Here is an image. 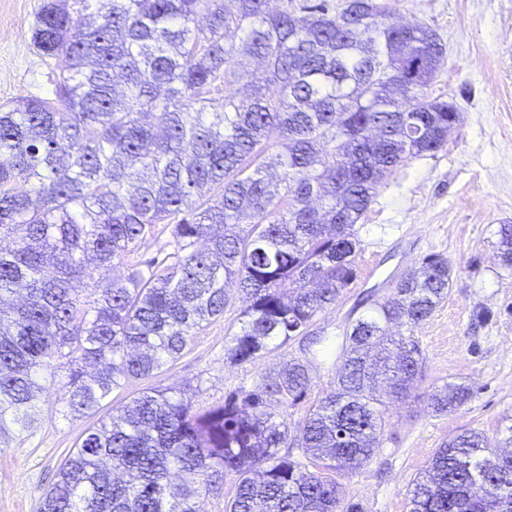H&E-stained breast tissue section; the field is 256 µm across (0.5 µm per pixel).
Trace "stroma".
I'll list each match as a JSON object with an SVG mask.
<instances>
[{
    "label": "stroma",
    "mask_w": 512,
    "mask_h": 512,
    "mask_svg": "<svg viewBox=\"0 0 512 512\" xmlns=\"http://www.w3.org/2000/svg\"><path fill=\"white\" fill-rule=\"evenodd\" d=\"M382 2L390 22L427 26L446 45L429 93L451 103L460 122L442 149L382 181L358 227L357 277L311 330L343 342L351 315L369 314L372 299L391 297L400 276L431 254L447 259L452 286L414 331L424 367L412 398L390 404L379 448L362 468L340 477L343 504L355 512H409L414 480L460 430L479 431L492 446L512 433V273L501 269L495 248L500 225L512 224V0ZM40 4L0 0V104L54 95L56 62L40 56L31 41ZM242 307L239 300L228 306L155 377L113 391L100 415L148 388L189 387L194 404L207 407L228 392L253 390L283 361L305 358L298 339L256 360H228L224 348ZM341 363L337 353L314 361L305 399L273 405L292 439H299L310 405L332 391ZM447 383L465 384L471 395L457 409L435 413L428 396ZM37 411L36 428L0 447V512H37L40 492L92 423L66 416L54 393L40 397Z\"/></svg>",
    "instance_id": "1"
}]
</instances>
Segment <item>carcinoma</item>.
<instances>
[{
    "instance_id": "carcinoma-1",
    "label": "carcinoma",
    "mask_w": 512,
    "mask_h": 512,
    "mask_svg": "<svg viewBox=\"0 0 512 512\" xmlns=\"http://www.w3.org/2000/svg\"><path fill=\"white\" fill-rule=\"evenodd\" d=\"M42 0L32 43L59 61L54 97L0 106V447L38 421L44 374L67 414L175 361L244 295L227 358L301 336L356 278L355 226L379 184L448 142V102L429 95L445 47L432 29L354 0ZM263 64L261 75L235 57ZM239 92L228 89L232 83ZM248 220L240 231L234 228ZM158 224L172 250L128 265L92 300L81 284L135 252ZM512 272V224L498 229ZM448 261L426 256L393 296L353 321L334 391L288 422L311 383L292 358L253 390L197 409L189 390L143 391L85 430L39 512H200L237 476L224 512H338L353 471L380 447L389 400L422 368L414 329L448 296ZM399 323L397 338L387 326ZM66 366V375L56 371ZM470 396L445 384L443 413ZM410 512H512V452L466 429L438 449Z\"/></svg>"
}]
</instances>
